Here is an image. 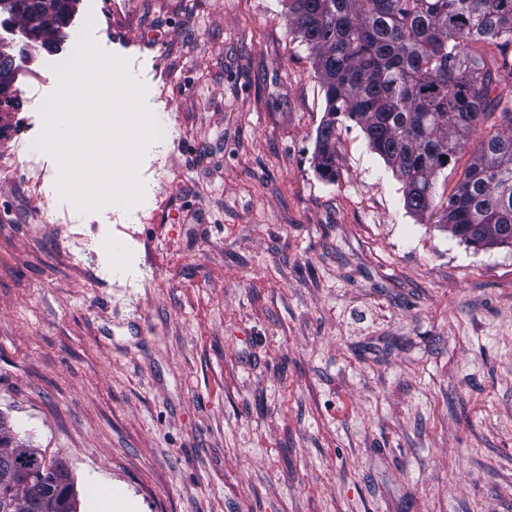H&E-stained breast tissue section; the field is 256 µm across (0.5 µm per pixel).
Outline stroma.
Returning <instances> with one entry per match:
<instances>
[{
	"mask_svg": "<svg viewBox=\"0 0 512 512\" xmlns=\"http://www.w3.org/2000/svg\"><path fill=\"white\" fill-rule=\"evenodd\" d=\"M89 20L168 122L127 209L62 201L32 147ZM15 65L0 424L68 466L77 512L93 473L133 512H512V248L410 213L355 122L318 175L324 93L284 0H78Z\"/></svg>",
	"mask_w": 512,
	"mask_h": 512,
	"instance_id": "stroma-1",
	"label": "stroma"
}]
</instances>
